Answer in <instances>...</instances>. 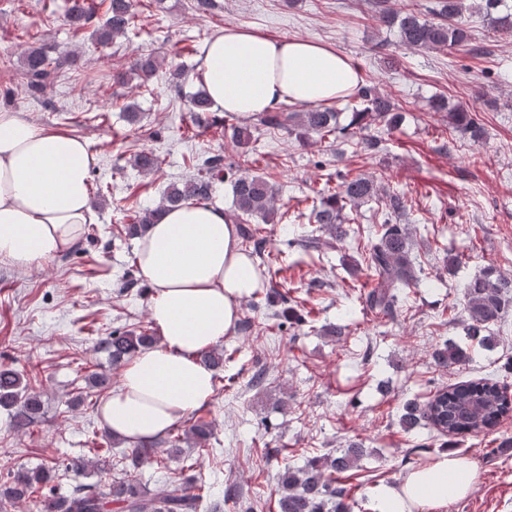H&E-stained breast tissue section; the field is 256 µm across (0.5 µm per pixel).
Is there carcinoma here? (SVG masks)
Here are the masks:
<instances>
[{"mask_svg": "<svg viewBox=\"0 0 512 512\" xmlns=\"http://www.w3.org/2000/svg\"><path fill=\"white\" fill-rule=\"evenodd\" d=\"M375 19L397 29L402 45L414 50H438L446 46L465 47L471 39L464 12L469 10L464 0H436V7L425 17L416 8L392 10L386 0H375ZM96 0H71L66 9L70 29L78 33L94 26V42L102 47L111 44L116 36L139 35L134 0H109L104 20L97 18ZM72 56L65 51L55 52L50 47L31 46L22 56V74L27 85L43 89L69 69ZM160 67L152 55H133L129 61L113 71L112 79L128 85L134 79L146 80ZM355 106L348 127L363 133L358 144L369 149L379 147L380 140L367 134L373 126L392 130L400 124L401 114L391 99L373 85L362 84L353 96ZM195 119H208L211 103L205 91L190 96ZM434 112H444L448 128L469 134L472 141L484 137V128L473 114L448 105V99L437 96L430 101ZM338 113L323 104H310L301 112L283 104L273 112H265L253 123L241 119L230 125L231 137L246 145L253 131L263 126L283 130L304 143L317 136L324 140L336 135ZM132 164L143 173L160 168L161 160L153 151L143 150L133 157ZM198 173L178 183L169 184L161 201L153 209L139 216L138 223L127 227L131 236H138L145 226L155 223L161 213L188 201H206L213 196L216 182L223 180L224 156L210 155L196 160ZM377 195V186L368 177L357 175L346 178L332 187L324 185L317 191L310 207L309 221L315 228L303 235L305 247H317L315 232L324 229L330 238L342 241L349 236L343 215L345 208H357ZM235 217L240 224H249L255 218L267 223L277 215L276 192L265 178L249 171H241L232 181ZM364 261L374 279L372 289L365 295L364 306L386 318H394L403 299L405 288L415 278L407 229L399 224L383 225L381 232L368 239ZM512 307V279L493 268H486L464 287L462 311L468 321V339L482 348L492 347L495 336L491 327L498 324ZM159 341L148 330L114 333L100 340V347L109 353L112 364L130 360L137 352ZM434 361L444 367L461 365L471 359V347L447 343L432 352ZM201 363L214 371L224 364V350L212 347L201 352ZM0 409L9 413L12 428L24 431L44 417L43 401L39 393L29 389L24 374L17 369L0 365ZM512 413V397L507 386L494 378H480L459 382L439 390L433 399L420 404L409 401L400 416L402 426L411 431L420 426H432L441 434L463 437L467 434L491 430L500 419ZM157 447L153 442L132 450L125 464L124 476L101 485V482L78 483L65 493L50 492L40 501L39 512H107L109 504L117 505L119 512H198L203 495L202 487L192 477L171 486L161 494L149 498L135 475L143 461ZM364 448L351 443L337 455L325 460L314 459L302 469L288 467L280 476L277 512H349L346 499L349 488L342 483L345 473L358 467ZM52 470L44 467L27 468L0 482V509L27 500L34 490L49 484Z\"/></svg>", "mask_w": 512, "mask_h": 512, "instance_id": "obj_1", "label": "carcinoma"}]
</instances>
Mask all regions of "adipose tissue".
<instances>
[{
    "mask_svg": "<svg viewBox=\"0 0 512 512\" xmlns=\"http://www.w3.org/2000/svg\"><path fill=\"white\" fill-rule=\"evenodd\" d=\"M195 79L214 111L239 116L285 102L330 103L360 83L330 45L231 27L210 38ZM91 164L85 141L0 113V260L25 268L81 241L92 221ZM135 257L154 292L149 318L161 341L123 365L98 408L108 431L131 446L159 438L209 402L212 373L199 354L233 331L242 302L261 286L218 202L166 211L138 240ZM475 474L467 458L440 453L378 486L375 512H446L472 492Z\"/></svg>",
    "mask_w": 512,
    "mask_h": 512,
    "instance_id": "1",
    "label": "adipose tissue"
}]
</instances>
